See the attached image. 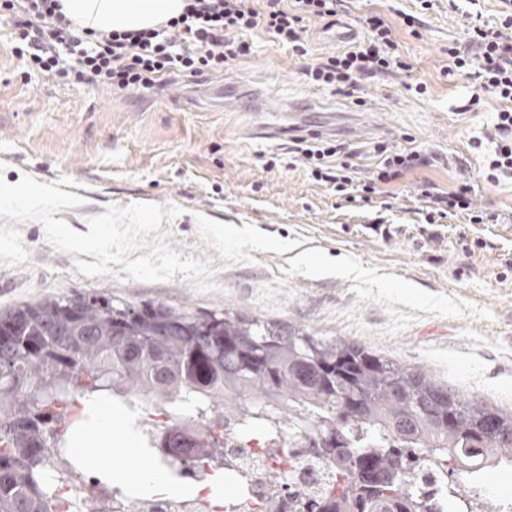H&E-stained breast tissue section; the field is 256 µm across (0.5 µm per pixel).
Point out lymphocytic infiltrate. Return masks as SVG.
Here are the masks:
<instances>
[{
    "label": "lymphocytic infiltrate",
    "mask_w": 512,
    "mask_h": 512,
    "mask_svg": "<svg viewBox=\"0 0 512 512\" xmlns=\"http://www.w3.org/2000/svg\"><path fill=\"white\" fill-rule=\"evenodd\" d=\"M57 2L0 0V16L10 17L18 30L14 53L29 68L61 82L75 79L123 91L151 89L174 71L192 76L223 72L251 55L250 35L257 29L304 53L310 22L336 16L343 0H183L182 14L161 28L90 35L59 14ZM365 28L363 39L348 49L304 67L309 83L353 91L361 79L407 69L397 52L392 22L373 13L366 16ZM468 33L473 54L449 46L448 70L464 73L475 91L491 94L500 103L487 160L486 181L493 184L499 174L512 173V0H501L497 23L472 18ZM296 151L316 180L334 184L349 201L370 200L430 163L420 151L391 153L377 144L371 175L360 183L341 161V145L302 139ZM474 191L468 180L448 192L423 190L421 197L428 218L465 211L480 224L484 218L473 212Z\"/></svg>",
    "instance_id": "1"
}]
</instances>
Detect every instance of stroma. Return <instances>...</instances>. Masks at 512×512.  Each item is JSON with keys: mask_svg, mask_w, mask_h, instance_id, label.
Returning a JSON list of instances; mask_svg holds the SVG:
<instances>
[{"mask_svg": "<svg viewBox=\"0 0 512 512\" xmlns=\"http://www.w3.org/2000/svg\"><path fill=\"white\" fill-rule=\"evenodd\" d=\"M497 0H348L335 25L311 23L306 56L254 31V51L221 73L167 74L151 90L62 83L28 68L12 51V25L0 19V161L15 184L66 176L82 206L59 211L84 233L108 205L151 202L181 207L162 222L182 257L209 261L221 284L204 293L186 282L144 283L87 277L55 250L40 223L0 218V311L24 302L96 292L163 303L200 314L224 309L289 322L344 338L423 370L464 397L512 412V174L484 181L499 102L474 97L465 75L447 74L448 47L465 44L467 16L497 22ZM396 27L400 55L414 64L425 93L392 72L351 94L310 84L306 64L344 47L349 27L363 36L365 15ZM414 16L404 25L402 15ZM256 85L266 104L306 101L305 128L342 112L363 115L362 135L340 130L356 152L352 176L366 179L372 143L414 148L435 160L392 194L348 202L317 181L294 151V137L246 134L253 116L226 84ZM475 186V206L498 222L451 213L435 237L423 231L422 180L441 191L460 177Z\"/></svg>", "mask_w": 512, "mask_h": 512, "instance_id": "35a3bbf8", "label": "stroma"}]
</instances>
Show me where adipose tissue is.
Wrapping results in <instances>:
<instances>
[{
    "label": "adipose tissue",
    "mask_w": 512,
    "mask_h": 512,
    "mask_svg": "<svg viewBox=\"0 0 512 512\" xmlns=\"http://www.w3.org/2000/svg\"><path fill=\"white\" fill-rule=\"evenodd\" d=\"M182 0H61V11L82 27L94 30H128L155 28L182 10ZM111 432H104L100 449L94 450L86 442H76L74 450L86 458L92 467L112 469L116 481H125L127 475L152 487H168L166 473L153 464L137 463L134 471L113 469Z\"/></svg>",
    "instance_id": "adipose-tissue-1"
}]
</instances>
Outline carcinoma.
Masks as SVG:
<instances>
[{"mask_svg": "<svg viewBox=\"0 0 512 512\" xmlns=\"http://www.w3.org/2000/svg\"><path fill=\"white\" fill-rule=\"evenodd\" d=\"M0 512H48L39 467L87 470L55 454L33 415L64 433L96 426L95 410L116 396L144 397L170 415L146 449L161 466L224 458V416L236 418L281 461L286 432L306 429L336 461L321 512H435L402 484V450L458 476L512 463V415L466 399L419 370L352 341L290 323L224 312L195 315L165 304L79 294L0 312ZM200 428L206 447L182 450Z\"/></svg>", "mask_w": 512, "mask_h": 512, "instance_id": "1", "label": "carcinoma"}]
</instances>
